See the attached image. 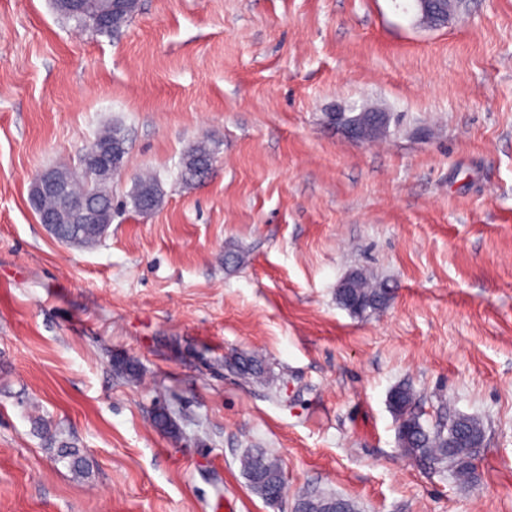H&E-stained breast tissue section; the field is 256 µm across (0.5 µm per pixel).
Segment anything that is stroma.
Instances as JSON below:
<instances>
[{
	"label": "stroma",
	"instance_id": "35a3bbf8",
	"mask_svg": "<svg viewBox=\"0 0 512 512\" xmlns=\"http://www.w3.org/2000/svg\"><path fill=\"white\" fill-rule=\"evenodd\" d=\"M372 106L375 142L330 121ZM114 123L108 233L63 245L31 180ZM202 138L213 167L183 186ZM360 269L394 293L358 317L336 291ZM403 384L427 429L483 422L468 485L400 447ZM249 448L279 459L278 505L244 478ZM317 490L358 512H512V0L437 28L414 0H138L110 35L0 0V512H293ZM215 149L210 140L196 141L183 155L180 162L179 177L184 185H194L202 181L209 173ZM161 202L158 181L153 175L140 176L137 179L136 191L133 198L135 208L142 211V205H148L155 210Z\"/></svg>",
	"mask_w": 512,
	"mask_h": 512
}]
</instances>
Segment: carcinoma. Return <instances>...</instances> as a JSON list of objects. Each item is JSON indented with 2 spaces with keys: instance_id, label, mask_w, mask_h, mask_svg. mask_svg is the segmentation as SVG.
<instances>
[{
  "instance_id": "1",
  "label": "carcinoma",
  "mask_w": 512,
  "mask_h": 512,
  "mask_svg": "<svg viewBox=\"0 0 512 512\" xmlns=\"http://www.w3.org/2000/svg\"><path fill=\"white\" fill-rule=\"evenodd\" d=\"M138 0H125L122 9L112 13V19L106 21L101 33L109 34L127 25L133 18ZM99 145L127 144L125 129L117 124L101 129L95 138ZM215 149L210 140L196 141L183 155L180 162L179 177L183 184L194 185L202 181L209 173ZM114 169L104 167H75L55 169L60 179L70 183L74 191L81 195H89L96 208L106 210L112 208V175ZM161 202L158 181L153 175L141 176L137 179L133 198L135 208L144 205L156 208ZM112 221L100 219L98 224H67L57 225L56 237L62 244L77 247L93 246L107 235ZM391 286L378 281L365 272L360 271L350 278L348 287L339 288L336 300L340 306L356 315H363L372 310L385 307L390 300ZM234 365L240 374L255 381H263L265 368L261 362L251 358H239ZM114 366L127 379L139 377V368L129 358L117 357ZM414 393L407 385L396 387L390 394V407L399 419L398 441L403 451L428 463L447 462L455 476L466 483L474 478L473 460L477 445L483 440L482 423L470 416H455L448 420L447 431L431 432L420 422L412 410ZM58 461L67 463L68 467L80 474L86 470L84 458L79 450L66 445L58 449ZM241 469L251 490L266 502L283 482L282 470L278 459L263 448H249L240 458ZM336 503V512H355L353 503L345 498L320 493L308 496L307 507L311 512H320Z\"/></svg>"
}]
</instances>
